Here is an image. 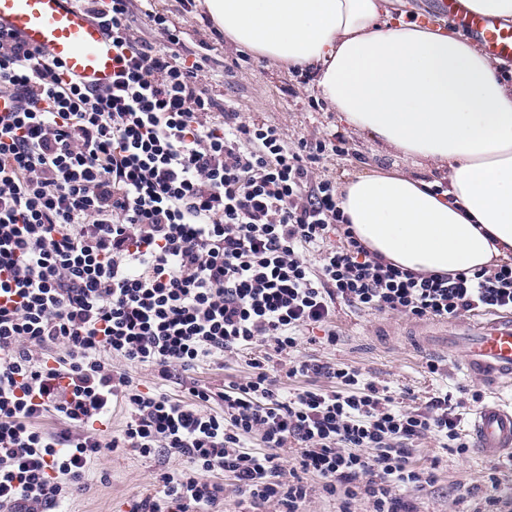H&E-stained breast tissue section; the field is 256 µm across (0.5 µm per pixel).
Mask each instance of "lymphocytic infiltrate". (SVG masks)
Returning <instances> with one entry per match:
<instances>
[{"mask_svg":"<svg viewBox=\"0 0 512 512\" xmlns=\"http://www.w3.org/2000/svg\"><path fill=\"white\" fill-rule=\"evenodd\" d=\"M75 3L112 38L109 88L68 79L0 30V98L17 103L0 123V293L17 297L0 305V512H55L89 490L90 462L118 448L186 461L129 512H219L214 472L253 512H303L309 474L338 512L362 501L417 512L400 488L423 491L437 474L413 461L415 444L432 436L467 453L463 423L482 392L405 406L357 370L295 357L300 335L318 329L335 344L340 301L422 320L511 311L512 261L422 276L374 258L335 184L311 179L327 141L293 147L278 126L225 107L202 83L205 60L177 53L163 13ZM142 17L164 41L135 36ZM262 345L291 354L287 375L307 386L281 392L259 359L218 395L158 390L205 358ZM114 357L152 367L157 387L140 389ZM216 396L220 415L205 408ZM115 404L129 419L108 438L98 425ZM50 414L63 431L40 427ZM250 436L260 449L246 448Z\"/></svg>","mask_w":512,"mask_h":512,"instance_id":"lymphocytic-infiltrate-1","label":"lymphocytic infiltrate"}]
</instances>
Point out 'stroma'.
<instances>
[{"mask_svg":"<svg viewBox=\"0 0 512 512\" xmlns=\"http://www.w3.org/2000/svg\"><path fill=\"white\" fill-rule=\"evenodd\" d=\"M136 5L142 10L160 11L179 28L181 56L206 57V84L227 107L239 112L242 120L277 125L295 145L341 135L342 152L325 154L314 164L315 180L341 185L363 172L426 174L422 160L347 129L338 112L312 89L308 75L236 52L209 18L201 0H137ZM333 323L335 344L305 340L298 348L299 355L355 368L365 379L390 386L411 405L424 403L437 391L469 382L483 389L485 401L512 403V387L496 388L480 379L470 380L459 368L460 353L427 346L424 337L417 334L419 321L397 313L359 311L340 303ZM263 354V349L256 348L229 358L216 355L200 364L191 378L215 392V400L208 405L211 412L221 411L217 395L225 384L249 376L253 358ZM431 360L438 362L437 372H429L427 363ZM415 456L424 465L435 460L440 463L435 488L419 494V512H472L476 497L490 488L491 463L475 453H453L429 437L418 443ZM184 465V459L175 455L143 457L124 448L105 453L89 466L90 491L64 500L59 512H129L131 503L153 487L157 473L178 471ZM460 484L472 489V498L459 500L455 488Z\"/></svg>","mask_w":512,"mask_h":512,"instance_id":"35a3bbf8","label":"stroma"}]
</instances>
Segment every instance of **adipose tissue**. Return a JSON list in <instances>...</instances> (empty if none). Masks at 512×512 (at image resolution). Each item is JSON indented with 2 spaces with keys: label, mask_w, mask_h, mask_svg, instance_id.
<instances>
[{
  "label": "adipose tissue",
  "mask_w": 512,
  "mask_h": 512,
  "mask_svg": "<svg viewBox=\"0 0 512 512\" xmlns=\"http://www.w3.org/2000/svg\"><path fill=\"white\" fill-rule=\"evenodd\" d=\"M236 51L312 74L355 132L448 172L356 176L340 207L374 254L420 274L512 258V85L455 29L392 22L396 0H204Z\"/></svg>",
  "instance_id": "adipose-tissue-1"
}]
</instances>
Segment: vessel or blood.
Returning <instances> with one entry per match:
<instances>
[{
  "mask_svg": "<svg viewBox=\"0 0 512 512\" xmlns=\"http://www.w3.org/2000/svg\"><path fill=\"white\" fill-rule=\"evenodd\" d=\"M439 7L479 38L490 56L512 63V27L471 11L466 0H440ZM0 29L18 33L86 87L112 83L117 67L112 41L87 11L73 7L72 0H0ZM461 341L467 373L495 385L512 384V312L478 314ZM470 436L481 456H512V406L492 401L478 408Z\"/></svg>",
  "mask_w": 512,
  "mask_h": 512,
  "instance_id": "vessel-or-blood-1",
  "label": "vessel or blood"
}]
</instances>
